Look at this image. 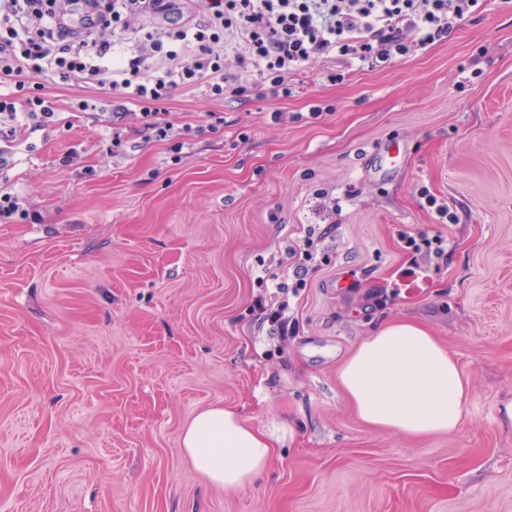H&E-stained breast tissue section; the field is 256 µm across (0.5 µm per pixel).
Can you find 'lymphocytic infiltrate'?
Returning <instances> with one entry per match:
<instances>
[{
  "label": "lymphocytic infiltrate",
  "mask_w": 512,
  "mask_h": 512,
  "mask_svg": "<svg viewBox=\"0 0 512 512\" xmlns=\"http://www.w3.org/2000/svg\"><path fill=\"white\" fill-rule=\"evenodd\" d=\"M203 17L167 30L152 28L157 15H174L177 0H82L83 18L70 25L71 0H0V171L8 172L9 145L22 132L71 129L42 80L92 88L101 100L75 98L72 111H102L112 131L107 154L121 153L125 129L137 120L146 138L183 150L191 125L168 109L176 92L199 91L220 99L291 96L299 76L330 58L389 67L447 41L485 0H201ZM131 32L132 48L115 49L116 32ZM326 231L308 228L290 245L286 261L262 268L270 287L253 310L279 336H288L289 296L300 295L310 272L323 265Z\"/></svg>",
  "instance_id": "1"
}]
</instances>
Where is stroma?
Returning a JSON list of instances; mask_svg holds the SVG:
<instances>
[{"label": "stroma", "mask_w": 512, "mask_h": 512, "mask_svg": "<svg viewBox=\"0 0 512 512\" xmlns=\"http://www.w3.org/2000/svg\"><path fill=\"white\" fill-rule=\"evenodd\" d=\"M332 69L347 80L327 82ZM302 79L287 98L177 93L179 123L219 112L224 130L176 162L133 130L103 154L108 130L86 119L13 142L9 182L32 217L0 224V512H512V0L386 69L329 59ZM315 104L320 119L289 121ZM389 140L405 150L383 179L374 151ZM423 186L455 223L421 208ZM327 224L329 259L281 338L252 310L256 276ZM402 230L441 233L443 263L412 271ZM399 318L468 378L456 433L371 427L339 383ZM214 405L273 445L237 492L180 446Z\"/></svg>", "instance_id": "35a3bbf8"}]
</instances>
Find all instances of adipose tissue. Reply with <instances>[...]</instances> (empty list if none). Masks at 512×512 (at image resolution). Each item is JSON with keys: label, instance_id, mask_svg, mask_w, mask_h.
<instances>
[{"label": "adipose tissue", "instance_id": "adipose-tissue-1", "mask_svg": "<svg viewBox=\"0 0 512 512\" xmlns=\"http://www.w3.org/2000/svg\"><path fill=\"white\" fill-rule=\"evenodd\" d=\"M338 378L365 423L407 436L459 431L471 397L455 355L408 319L388 322L366 338ZM181 443L193 466L228 492L252 484L271 456L267 435L221 406L196 414Z\"/></svg>", "mask_w": 512, "mask_h": 512}]
</instances>
